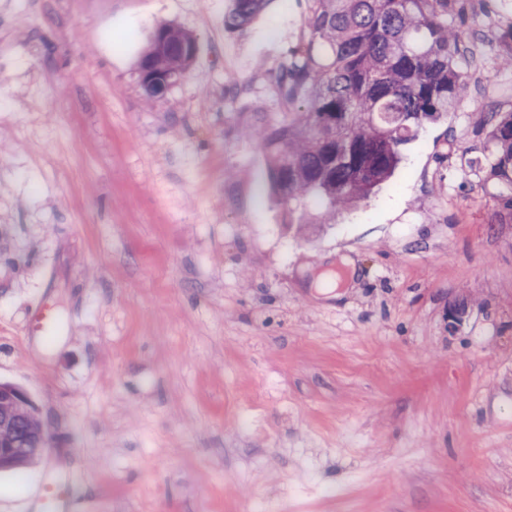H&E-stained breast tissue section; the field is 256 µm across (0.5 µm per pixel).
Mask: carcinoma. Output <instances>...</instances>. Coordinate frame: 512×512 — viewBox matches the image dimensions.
<instances>
[{"label": "carcinoma", "mask_w": 512, "mask_h": 512, "mask_svg": "<svg viewBox=\"0 0 512 512\" xmlns=\"http://www.w3.org/2000/svg\"><path fill=\"white\" fill-rule=\"evenodd\" d=\"M457 0H308L298 46L266 77L289 110L282 122L248 128L267 160L285 223L323 224L366 199L398 167L426 123L448 115L476 67L475 44L448 26ZM267 0H232L224 28L240 32ZM196 37L172 23L155 30L138 61L148 99L190 69ZM493 148L490 176L512 188V111L482 113ZM0 439L37 448L35 406L0 396Z\"/></svg>", "instance_id": "obj_1"}]
</instances>
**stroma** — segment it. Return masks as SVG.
Returning <instances> with one entry per match:
<instances>
[{
	"label": "stroma",
	"instance_id": "stroma-1",
	"mask_svg": "<svg viewBox=\"0 0 512 512\" xmlns=\"http://www.w3.org/2000/svg\"><path fill=\"white\" fill-rule=\"evenodd\" d=\"M0 0V320L40 291L71 335H0L52 439L0 472L18 512L75 463L96 512H512V208L480 110H512V0L448 24L480 76L374 195L307 239L247 126L307 0ZM197 39L147 101L157 26ZM230 9L224 14V28L240 32L263 10L267 0H232Z\"/></svg>",
	"mask_w": 512,
	"mask_h": 512
}]
</instances>
